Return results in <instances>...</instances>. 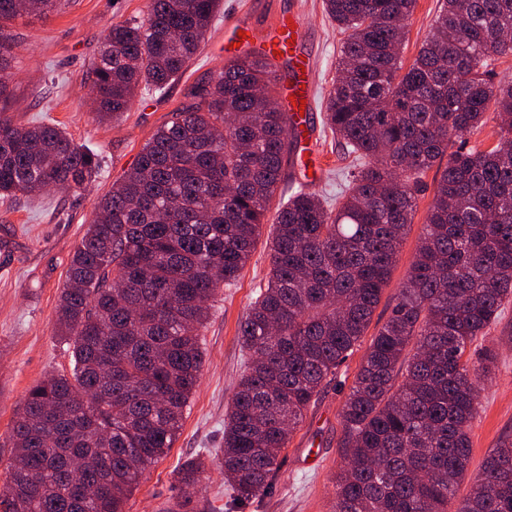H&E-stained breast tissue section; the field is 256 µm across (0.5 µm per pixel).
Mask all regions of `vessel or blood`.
Segmentation results:
<instances>
[{
    "label": "vessel or blood",
    "instance_id": "b4317fda",
    "mask_svg": "<svg viewBox=\"0 0 512 512\" xmlns=\"http://www.w3.org/2000/svg\"><path fill=\"white\" fill-rule=\"evenodd\" d=\"M234 31H245L246 37L242 43L243 48L263 50L267 53L282 52L283 58L289 61L292 70L289 78L284 79L282 85L287 95L284 110L287 112L291 124L299 130H306L307 123L301 117L295 106L296 99H304L308 96L306 85L309 78L306 74L307 67H310V60L304 59L300 49L303 40L302 28L293 27L288 19H280L267 31L261 32L248 28L245 22H236Z\"/></svg>",
    "mask_w": 512,
    "mask_h": 512
}]
</instances>
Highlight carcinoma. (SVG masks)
<instances>
[{"label":"carcinoma","instance_id":"carcinoma-1","mask_svg":"<svg viewBox=\"0 0 512 512\" xmlns=\"http://www.w3.org/2000/svg\"><path fill=\"white\" fill-rule=\"evenodd\" d=\"M65 0H0V73L21 12ZM416 0H323L345 35L325 123L360 159L336 208L291 190L277 209L267 280L240 322L251 355L224 422L219 464L240 502L267 495L278 459L367 331L412 224L421 175L443 158L424 232L391 315L372 336L342 406L335 512H448L471 460L469 430L494 362L466 358L512 299V0H442L408 68L400 48ZM220 0H147L113 24L92 69L101 120L139 87L178 82ZM271 60L224 64L174 110L96 206L59 298L72 369L33 385L11 427L0 512H126L150 465L176 442L199 386V335L238 281L299 141ZM499 143L469 146L490 101ZM96 155L54 125L0 108V198L81 190ZM185 461L179 489H203ZM456 512H512V442L483 461Z\"/></svg>","mask_w":512,"mask_h":512}]
</instances>
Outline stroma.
Returning a JSON list of instances; mask_svg holds the SVG:
<instances>
[{"label": "stroma", "instance_id": "35a3bbf8", "mask_svg": "<svg viewBox=\"0 0 512 512\" xmlns=\"http://www.w3.org/2000/svg\"><path fill=\"white\" fill-rule=\"evenodd\" d=\"M441 0H417L401 50L410 65L436 16ZM146 0H70L65 8L43 17H24L11 25L14 59L7 81L5 105L16 123H53L75 142L86 144L100 160L99 171L86 188L47 191L16 201L0 199V481L12 458V421L28 389L51 374L71 369L68 345L54 335L56 306L65 285L75 246L93 219L99 196L135 162L142 146L171 112L188 104L195 87L222 70L224 24L248 20L255 29L276 22L287 10L298 13L306 33L305 48L313 59L310 84L317 109L310 113L312 131L302 140L301 161L287 167L286 185H306L328 204H335L348 187V172L356 163L344 154L326 126L323 105L336 77L343 39L323 10L322 0H223L200 56L166 93L139 90L130 112L116 122L96 119L89 76L112 24L139 17ZM437 170L423 178L411 229L400 248L399 261L373 314L371 329L389 317L414 258ZM264 224L251 258L236 284L224 289L203 331L205 354L201 382L184 416L180 435L168 454L152 464L130 497L127 512H162L164 501L175 500L182 512H333L335 478L342 464L340 411L359 371L363 348L339 367L336 377L312 404L303 422L281 452L280 470L272 491L262 500L237 502L220 467L207 473L204 492L181 493L175 471L187 459L218 453L224 442V420L234 388L248 369L249 355L237 338L239 322L270 268ZM497 358L481 393V405L470 426V473H477L488 453L512 440V301L505 304L487 334ZM318 458L317 468L303 460Z\"/></svg>", "mask_w": 512, "mask_h": 512}]
</instances>
